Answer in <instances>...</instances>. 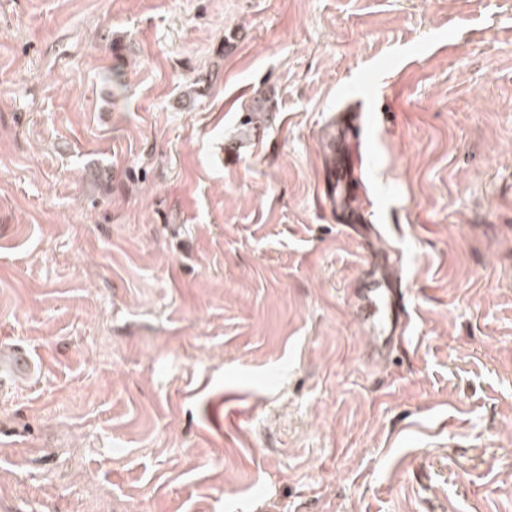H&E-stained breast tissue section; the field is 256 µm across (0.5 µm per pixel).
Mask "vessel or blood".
Segmentation results:
<instances>
[{"instance_id": "obj_1", "label": "vessel or blood", "mask_w": 512, "mask_h": 512, "mask_svg": "<svg viewBox=\"0 0 512 512\" xmlns=\"http://www.w3.org/2000/svg\"><path fill=\"white\" fill-rule=\"evenodd\" d=\"M359 127V113L346 114L341 121L331 143L332 161L337 170L347 171V147ZM327 198L337 216L356 214L348 188L335 186L334 190L328 191ZM395 267V259L388 255L382 257L374 266L372 278L360 280L354 290L356 320L368 339L362 356L372 363L389 359L402 345L411 321L406 286L396 274ZM30 369L31 360L24 350H10L4 367L0 368V386H6L12 378L28 373Z\"/></svg>"}]
</instances>
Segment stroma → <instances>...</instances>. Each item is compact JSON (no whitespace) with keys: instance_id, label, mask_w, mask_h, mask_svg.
I'll return each mask as SVG.
<instances>
[{"instance_id":"35a3bbf8","label":"stroma","mask_w":512,"mask_h":512,"mask_svg":"<svg viewBox=\"0 0 512 512\" xmlns=\"http://www.w3.org/2000/svg\"><path fill=\"white\" fill-rule=\"evenodd\" d=\"M389 248L412 330L369 365ZM16 344L0 512H512V0H0ZM360 128V114L349 113L345 114V118L340 122V127L336 134V140L331 142V156L333 165L336 170L345 172V186L342 188L340 184H336L334 190L329 188L326 193L331 210L336 212V217L356 215L359 216L362 213L360 210L353 206L349 194V157L347 155V147L349 141L354 135V131ZM0 368V386L6 387L11 379L21 374H26L31 369V360L28 354L19 348L9 351L8 358ZM6 367V369H4Z\"/></svg>"}]
</instances>
